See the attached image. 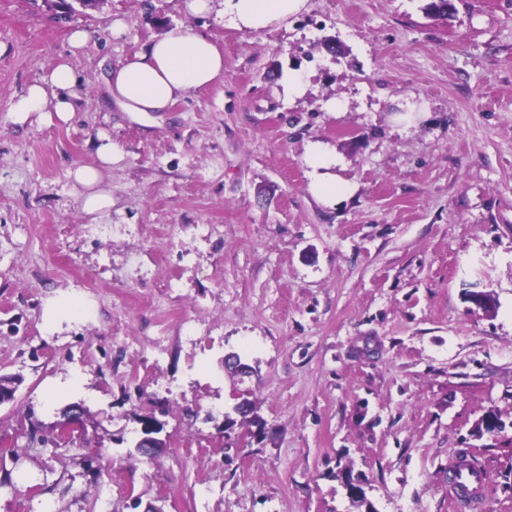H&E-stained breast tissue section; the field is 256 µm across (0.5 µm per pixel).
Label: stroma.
<instances>
[{
	"label": "stroma",
	"instance_id": "35a3bbf8",
	"mask_svg": "<svg viewBox=\"0 0 512 512\" xmlns=\"http://www.w3.org/2000/svg\"><path fill=\"white\" fill-rule=\"evenodd\" d=\"M427 3L308 0L245 33L178 0H0V512H456L460 453L487 471L482 512H512V0L445 19ZM176 25L212 39L223 77L154 120L104 109L112 65ZM62 59L73 118L14 123L11 100ZM101 133L119 157L94 222L67 173ZM315 141L357 187L332 209L308 190ZM64 292L96 314L46 333ZM232 353L249 374L224 373ZM72 374L79 392L47 394ZM71 404L97 458L22 431ZM145 416L166 441L151 457ZM160 432V425L152 418L141 420V433L142 437L137 442L136 447L141 449L144 453L152 455L158 448L165 445V442L152 436Z\"/></svg>",
	"mask_w": 512,
	"mask_h": 512
}]
</instances>
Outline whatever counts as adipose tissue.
Instances as JSON below:
<instances>
[{"label": "adipose tissue", "instance_id": "obj_1", "mask_svg": "<svg viewBox=\"0 0 512 512\" xmlns=\"http://www.w3.org/2000/svg\"><path fill=\"white\" fill-rule=\"evenodd\" d=\"M307 3L224 0L222 14L229 27L254 32L286 24L289 17L305 10ZM223 72L224 56L208 36L174 26L132 58L112 67L104 84V101L133 114L167 112L190 92L211 85ZM76 85L71 65L59 60L48 85H29L12 103L15 123L25 124L35 112L49 122L69 121L75 112ZM95 153L97 165H76L69 177L83 212L97 220L112 211V192L103 185L102 171L111 167L117 150L111 142L102 140L96 143ZM304 161L309 191L323 206L337 207L352 196L355 187L340 176L342 161L328 144H310Z\"/></svg>", "mask_w": 512, "mask_h": 512}]
</instances>
